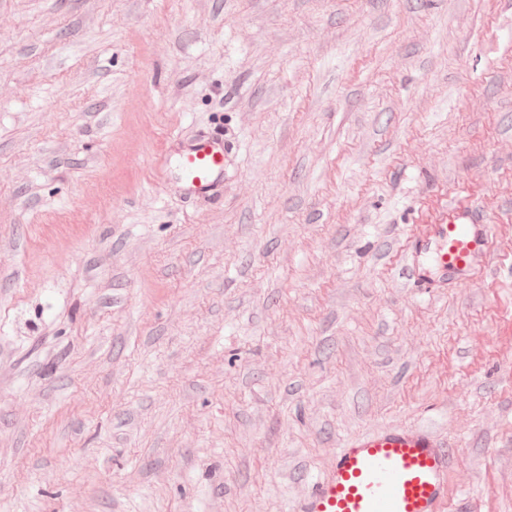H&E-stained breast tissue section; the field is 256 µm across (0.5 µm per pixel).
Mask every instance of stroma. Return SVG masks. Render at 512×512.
<instances>
[{"label":"stroma","instance_id":"obj_1","mask_svg":"<svg viewBox=\"0 0 512 512\" xmlns=\"http://www.w3.org/2000/svg\"><path fill=\"white\" fill-rule=\"evenodd\" d=\"M465 188L493 250L418 290ZM509 249L512 0H0V512H300L390 428L512 512ZM179 157L185 185L204 195L224 170V143L214 137L200 136Z\"/></svg>","mask_w":512,"mask_h":512}]
</instances>
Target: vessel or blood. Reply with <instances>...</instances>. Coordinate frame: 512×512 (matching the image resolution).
I'll return each instance as SVG.
<instances>
[{
	"mask_svg": "<svg viewBox=\"0 0 512 512\" xmlns=\"http://www.w3.org/2000/svg\"><path fill=\"white\" fill-rule=\"evenodd\" d=\"M184 183L208 193L224 169L222 141L202 136L180 154ZM424 240L437 245L435 264L443 276L466 278L491 239L471 201L453 198L427 213ZM453 457L423 430L393 428L352 439L339 449L329 474L315 480L302 512H439L448 496Z\"/></svg>",
	"mask_w": 512,
	"mask_h": 512,
	"instance_id": "obj_1",
	"label": "vessel or blood"
}]
</instances>
